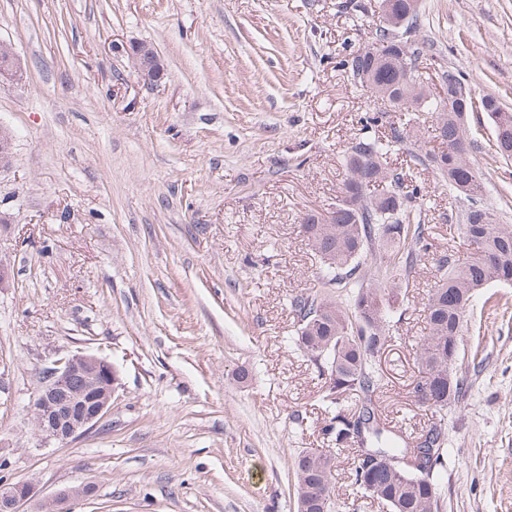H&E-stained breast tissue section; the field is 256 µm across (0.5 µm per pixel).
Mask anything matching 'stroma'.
<instances>
[{"instance_id": "35a3bbf8", "label": "stroma", "mask_w": 512, "mask_h": 512, "mask_svg": "<svg viewBox=\"0 0 512 512\" xmlns=\"http://www.w3.org/2000/svg\"><path fill=\"white\" fill-rule=\"evenodd\" d=\"M358 2L0 0V44L25 73L0 82V479L42 502L94 485L76 512H295L296 456L332 447L323 382L289 341L291 299L319 287L298 226L335 206L365 117L398 118L346 66L378 21L379 0ZM421 15L424 80L458 71L512 112V0H421ZM138 43L160 80L141 79ZM467 125L484 201L512 224V161L486 113ZM402 167L431 247L398 290L377 421L410 446L442 426V512H512V285L463 322L464 403L419 405L423 303L457 224L432 166ZM77 352L122 387L86 434L42 443L40 373ZM352 463L342 451L337 512H387L353 490Z\"/></svg>"}]
</instances>
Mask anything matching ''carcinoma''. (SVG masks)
Wrapping results in <instances>:
<instances>
[{"mask_svg":"<svg viewBox=\"0 0 512 512\" xmlns=\"http://www.w3.org/2000/svg\"><path fill=\"white\" fill-rule=\"evenodd\" d=\"M388 2L391 25H377L371 43L376 54L356 51L347 64L354 80L399 109L404 119L380 134L355 138L344 155L347 177L335 208L325 217L307 214L299 224L320 261L321 291L293 297L294 344L325 380V433L338 448L361 444V420L375 418V397L385 387L377 357L394 322L391 293L430 246L421 223L422 190L388 162L403 148L407 126L417 122L419 113L436 114L435 138L441 150L426 158L452 191L448 207L457 213L459 234L468 246L464 259L453 245L440 257L438 280L424 303L428 334L419 348L421 375L413 385L419 404L445 414L448 407L464 402L467 377L456 371L464 314L481 289L512 283V225L500 223L494 210L481 202L483 185L468 159L473 142L459 112L461 77L443 71L455 81L444 99L424 91L419 60L431 44L419 35L418 0ZM483 99L494 123L495 154L511 161L512 112L501 111L493 96ZM424 388L429 391L426 398L419 396ZM373 435L372 451L392 458L408 455L409 449L395 438L377 428ZM421 438L419 447L440 461L445 452L442 431L433 426ZM365 452L360 448L354 457L357 491L381 500L390 512H430L436 475L414 467L395 472L382 462L366 485L360 481ZM335 460V453L321 457L316 450H304L294 460L296 501L308 504L309 512H321L323 500L329 501L326 512H336Z\"/></svg>","mask_w":512,"mask_h":512,"instance_id":"obj_1","label":"carcinoma"}]
</instances>
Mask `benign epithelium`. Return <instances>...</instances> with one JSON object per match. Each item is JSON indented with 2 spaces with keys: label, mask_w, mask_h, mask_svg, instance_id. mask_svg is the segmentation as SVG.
<instances>
[{
  "label": "benign epithelium",
  "mask_w": 512,
  "mask_h": 512,
  "mask_svg": "<svg viewBox=\"0 0 512 512\" xmlns=\"http://www.w3.org/2000/svg\"><path fill=\"white\" fill-rule=\"evenodd\" d=\"M139 72L145 81L160 77L154 50L146 45L133 49ZM119 385L117 368L94 354L78 352L55 361L43 370L42 385L32 403L35 430L42 439L66 445L98 424L108 412ZM92 487L65 488L55 495L54 504L65 506L63 512H75L89 497ZM36 486L27 481L0 483V512H24L35 502Z\"/></svg>",
  "instance_id": "benign-epithelium-1"
}]
</instances>
